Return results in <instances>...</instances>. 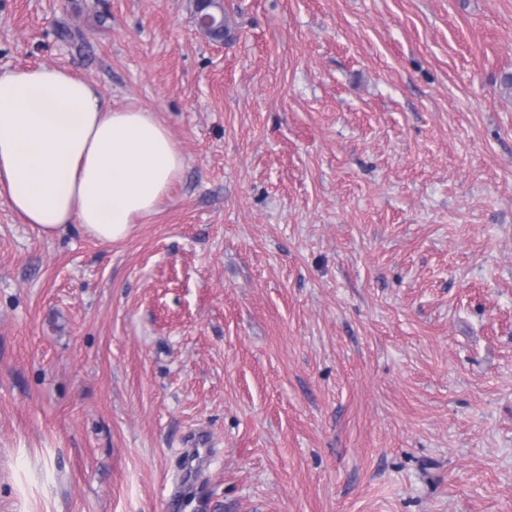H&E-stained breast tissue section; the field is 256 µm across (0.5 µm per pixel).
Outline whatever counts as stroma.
<instances>
[{
	"instance_id": "obj_1",
	"label": "stroma",
	"mask_w": 512,
	"mask_h": 512,
	"mask_svg": "<svg viewBox=\"0 0 512 512\" xmlns=\"http://www.w3.org/2000/svg\"><path fill=\"white\" fill-rule=\"evenodd\" d=\"M0 0L187 159L101 244L0 197V512H512V0ZM208 4L210 8H216L217 12L205 11L204 8L198 9L196 23L201 32L213 40H222L224 36V7L220 0H199L198 5Z\"/></svg>"
}]
</instances>
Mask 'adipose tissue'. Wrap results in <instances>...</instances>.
Here are the masks:
<instances>
[{
    "mask_svg": "<svg viewBox=\"0 0 512 512\" xmlns=\"http://www.w3.org/2000/svg\"><path fill=\"white\" fill-rule=\"evenodd\" d=\"M185 158L154 113L112 108L69 70L0 74V195L39 237L124 239L154 212Z\"/></svg>",
    "mask_w": 512,
    "mask_h": 512,
    "instance_id": "adipose-tissue-1",
    "label": "adipose tissue"
}]
</instances>
